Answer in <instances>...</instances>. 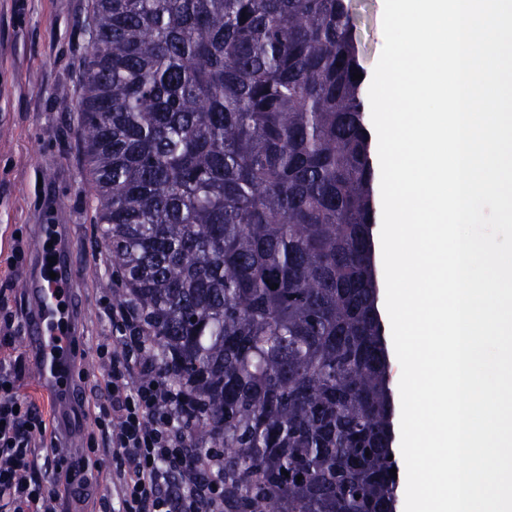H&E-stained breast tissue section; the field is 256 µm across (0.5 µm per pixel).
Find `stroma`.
<instances>
[{
    "mask_svg": "<svg viewBox=\"0 0 512 512\" xmlns=\"http://www.w3.org/2000/svg\"><path fill=\"white\" fill-rule=\"evenodd\" d=\"M359 59L372 73L384 44V0H349ZM88 0H0V293L7 298L23 358L22 393L33 395L47 422L45 446L63 445L73 466L69 485L57 489L53 512H104L112 485L104 477L112 457L101 450L94 422L92 389L98 377L95 348L112 327L104 312L108 300L123 298L95 217L93 186L77 150L79 114L75 108L84 51L79 31ZM58 210L72 227L71 246L77 293L83 310L78 374L83 385V426L76 448L63 444L51 403L40 390L22 338L26 333L23 276L37 224Z\"/></svg>",
    "mask_w": 512,
    "mask_h": 512,
    "instance_id": "1",
    "label": "stroma"
}]
</instances>
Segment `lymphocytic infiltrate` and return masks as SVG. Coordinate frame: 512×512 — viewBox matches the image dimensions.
I'll list each match as a JSON object with an SVG mask.
<instances>
[{
	"label": "lymphocytic infiltrate",
	"mask_w": 512,
	"mask_h": 512,
	"mask_svg": "<svg viewBox=\"0 0 512 512\" xmlns=\"http://www.w3.org/2000/svg\"><path fill=\"white\" fill-rule=\"evenodd\" d=\"M112 333L96 347L102 390L95 424L112 451V512H224V457L211 455L191 477L199 451L179 409L184 393L158 370L151 332L134 299L107 305ZM11 318L0 321V512H50L54 491L36 473L61 465L43 447L47 425L22 394Z\"/></svg>",
	"instance_id": "1"
}]
</instances>
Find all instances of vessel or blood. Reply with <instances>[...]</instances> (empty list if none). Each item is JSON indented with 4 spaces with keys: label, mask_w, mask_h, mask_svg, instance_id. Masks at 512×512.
Returning a JSON list of instances; mask_svg holds the SVG:
<instances>
[{
    "label": "vessel or blood",
    "mask_w": 512,
    "mask_h": 512,
    "mask_svg": "<svg viewBox=\"0 0 512 512\" xmlns=\"http://www.w3.org/2000/svg\"><path fill=\"white\" fill-rule=\"evenodd\" d=\"M69 225L38 224L24 274L27 298L25 348L37 380L51 400L60 431L76 441L83 391L74 375L73 341L81 310L69 248Z\"/></svg>",
    "instance_id": "1"
}]
</instances>
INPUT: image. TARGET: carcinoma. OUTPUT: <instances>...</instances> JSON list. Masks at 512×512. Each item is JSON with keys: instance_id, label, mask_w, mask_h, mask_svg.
I'll list each match as a JSON object with an SVG mask.
<instances>
[{"instance_id": "1", "label": "carcinoma", "mask_w": 512, "mask_h": 512, "mask_svg": "<svg viewBox=\"0 0 512 512\" xmlns=\"http://www.w3.org/2000/svg\"><path fill=\"white\" fill-rule=\"evenodd\" d=\"M80 35L102 241L191 439L224 449L225 512H395L345 0H90Z\"/></svg>"}]
</instances>
